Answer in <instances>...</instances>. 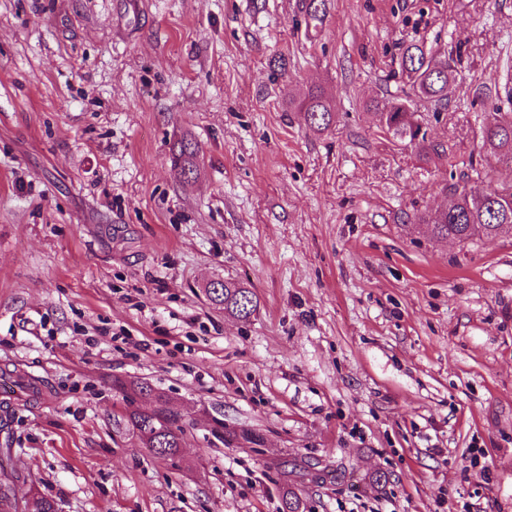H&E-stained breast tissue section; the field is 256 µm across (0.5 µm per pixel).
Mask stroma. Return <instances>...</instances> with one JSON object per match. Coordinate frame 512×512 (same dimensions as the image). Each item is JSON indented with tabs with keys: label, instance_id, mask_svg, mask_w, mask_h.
I'll list each match as a JSON object with an SVG mask.
<instances>
[{
	"label": "stroma",
	"instance_id": "obj_1",
	"mask_svg": "<svg viewBox=\"0 0 512 512\" xmlns=\"http://www.w3.org/2000/svg\"><path fill=\"white\" fill-rule=\"evenodd\" d=\"M0 0V407L16 494L58 512H512V231L414 216L474 174L512 0ZM461 55L438 152L386 134L401 48ZM288 59L286 77L272 60ZM321 88L332 127L289 102ZM200 146L184 181L171 146ZM250 288L247 319L209 282ZM146 382L181 454L119 426ZM251 432L253 441L242 439Z\"/></svg>",
	"mask_w": 512,
	"mask_h": 512
}]
</instances>
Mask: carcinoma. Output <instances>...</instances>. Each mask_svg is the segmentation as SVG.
Returning <instances> with one entry per match:
<instances>
[{
    "label": "carcinoma",
    "mask_w": 512,
    "mask_h": 512,
    "mask_svg": "<svg viewBox=\"0 0 512 512\" xmlns=\"http://www.w3.org/2000/svg\"><path fill=\"white\" fill-rule=\"evenodd\" d=\"M301 12L307 24L321 25L326 16L325 0H302ZM455 61L441 57L423 44L403 45L400 54L399 74L406 80L414 94L436 105L446 106L457 92ZM309 129L323 133L335 120V108L318 89L309 90L296 103ZM383 129L395 139L407 140L427 157L435 148L428 142L408 98L389 100L380 112ZM482 146L486 156L512 163V112H503L496 106L481 129ZM174 164L187 177L196 171L199 147L187 139L177 140L172 148ZM420 224H430L435 234L460 242L475 237H494L512 226V183L501 188L454 190L448 207L425 212L417 217ZM206 294L213 302L224 305V312L247 318L256 310L250 289L232 281L210 283ZM115 387L128 402L122 420L138 436L144 447H153L163 457L175 458L181 448L182 426L178 415L168 406L162 395H156L155 404L148 411L133 406L134 396L148 391L135 382H115ZM15 475L0 477V512H18L13 494Z\"/></svg>",
    "instance_id": "carcinoma-1"
}]
</instances>
